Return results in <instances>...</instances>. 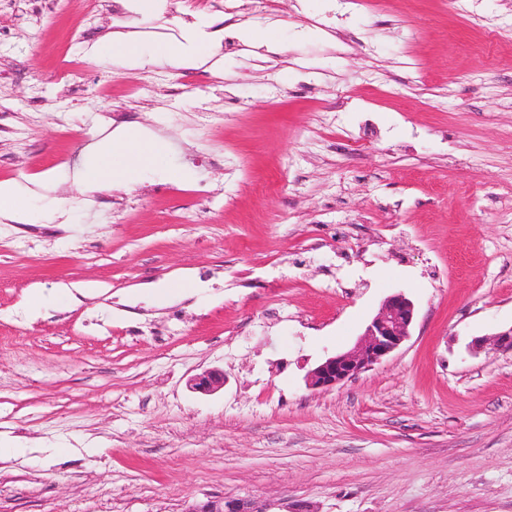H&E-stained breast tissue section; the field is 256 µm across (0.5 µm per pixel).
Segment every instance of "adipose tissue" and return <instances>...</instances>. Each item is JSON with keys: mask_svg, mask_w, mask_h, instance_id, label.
Segmentation results:
<instances>
[{"mask_svg": "<svg viewBox=\"0 0 512 512\" xmlns=\"http://www.w3.org/2000/svg\"><path fill=\"white\" fill-rule=\"evenodd\" d=\"M214 42L211 34L193 24L179 38L148 44L134 31H116L111 37L90 45L89 53L107 62L116 57L134 60L147 55L157 61H174L183 67L199 68L210 61ZM168 167L169 151L164 141L119 131L91 144L88 156L72 167L70 175L86 191L94 192L116 183L134 184L145 169ZM39 196L35 187L14 181L0 182V218L32 222L34 202Z\"/></svg>", "mask_w": 512, "mask_h": 512, "instance_id": "adipose-tissue-1", "label": "adipose tissue"}]
</instances>
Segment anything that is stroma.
Segmentation results:
<instances>
[{
    "instance_id": "obj_1",
    "label": "stroma",
    "mask_w": 512,
    "mask_h": 512,
    "mask_svg": "<svg viewBox=\"0 0 512 512\" xmlns=\"http://www.w3.org/2000/svg\"><path fill=\"white\" fill-rule=\"evenodd\" d=\"M86 2L0 0V181L73 166L104 125L169 168L0 223V435L31 448L0 457V512H512V352L468 349L512 328V0H105L90 25ZM187 21L233 35L215 68L87 53ZM62 285L78 302L30 319ZM397 292L409 338L307 388ZM210 369L224 388L191 391ZM185 512H271L260 508L252 500L209 496L205 500L191 504Z\"/></svg>"
}]
</instances>
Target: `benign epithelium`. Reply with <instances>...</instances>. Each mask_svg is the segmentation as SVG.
I'll return each instance as SVG.
<instances>
[{
	"instance_id": "7a95c632",
	"label": "benign epithelium",
	"mask_w": 512,
	"mask_h": 512,
	"mask_svg": "<svg viewBox=\"0 0 512 512\" xmlns=\"http://www.w3.org/2000/svg\"><path fill=\"white\" fill-rule=\"evenodd\" d=\"M414 318L415 306L408 297L402 293L387 297L355 347L319 362L306 374V386L311 389L329 390L368 370L394 352L410 336ZM487 345L512 351V328L491 338H476L472 340L470 347L478 351ZM224 384V372L221 370H206L188 381L192 390L204 394L216 392L224 388ZM185 512H268V510L245 498L209 496L191 504Z\"/></svg>"
}]
</instances>
